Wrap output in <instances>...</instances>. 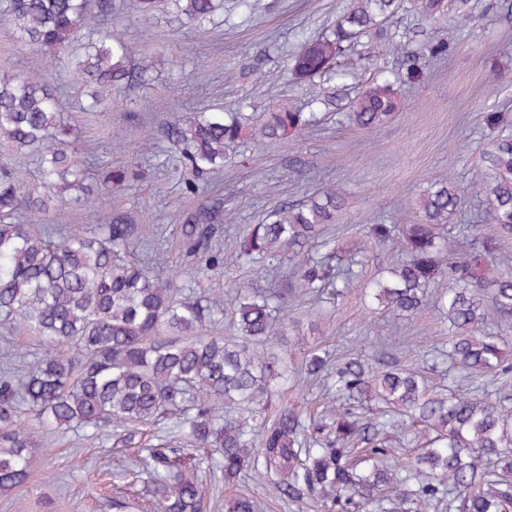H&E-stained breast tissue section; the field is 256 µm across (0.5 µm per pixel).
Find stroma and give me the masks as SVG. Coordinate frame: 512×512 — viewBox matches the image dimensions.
Wrapping results in <instances>:
<instances>
[{
    "mask_svg": "<svg viewBox=\"0 0 512 512\" xmlns=\"http://www.w3.org/2000/svg\"><path fill=\"white\" fill-rule=\"evenodd\" d=\"M406 0L382 32L341 60L349 71L343 81L325 83L340 111L372 78L376 68L399 70L404 54L420 53L427 42L453 34L446 63L415 84L401 85L397 116L365 130L328 118L304 136L273 146L255 147L233 159L218 177L205 176L195 196L183 192L186 172L179 151L165 141L164 122L211 107L227 112L269 110L280 104L305 112L316 86L295 81L289 68L302 39L329 32L350 0H224L219 22L201 31L163 13L138 17L133 0H113L112 29L123 33L136 56L150 57L145 84L121 91L103 89L104 109H85L84 90L72 70L46 63L44 56L17 44L0 27V68L9 72L39 69L56 91L60 112L70 125L89 179L118 166H135L137 178L101 199L94 212L69 206L53 212L50 224H106L113 210L130 215L142 228L134 246L138 258L156 250L181 267L188 261L177 242L175 214L217 202L231 219L224 237H240L262 223L270 206L299 203L327 184L341 186L346 205L334 229L343 258L360 261L361 275L335 304L296 297L283 348L301 360L313 346L342 356L364 350L377 361L372 341L379 325L395 329L410 363L448 341V324L431 308L411 319L368 311L362 288L400 258L401 240L383 245L368 235L372 224H409L415 205L432 179L443 177L464 189L461 212L474 216L479 200L470 178L480 168L492 134L482 120L487 112L512 117V12L505 0H470V16L430 17ZM403 36L393 52L392 34ZM133 448L108 446L63 430L49 446L36 449L28 480L6 495L0 512H116L113 472L136 456Z\"/></svg>",
    "mask_w": 512,
    "mask_h": 512,
    "instance_id": "stroma-1",
    "label": "stroma"
}]
</instances>
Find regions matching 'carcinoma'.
I'll return each instance as SVG.
<instances>
[{
    "instance_id": "1",
    "label": "carcinoma",
    "mask_w": 512,
    "mask_h": 512,
    "mask_svg": "<svg viewBox=\"0 0 512 512\" xmlns=\"http://www.w3.org/2000/svg\"><path fill=\"white\" fill-rule=\"evenodd\" d=\"M404 0H351L330 35L304 40L292 73L312 81L336 72L337 60L383 25ZM455 7L468 15L469 0H420L435 16ZM217 0H135L136 13L173 11L198 28L214 22ZM112 14V0H6L0 24L26 47L47 50L74 65L84 87L119 88L146 82L151 65L132 63V48L110 31H83L90 12ZM450 39L426 48L428 63L448 54ZM398 112L395 82L379 74L338 112L373 129ZM498 130L483 155L487 172L475 187L489 205L486 224L458 228L460 187L435 180L418 200L414 224H372L378 242L399 238L406 257L369 284L379 311L414 317L434 307L448 321V347L433 362L448 367L452 387L431 394L420 369L389 359L373 370L360 352L331 363L328 352L304 353V376L327 382V403L305 415L279 402L288 378L282 340L291 298L338 295L358 277L360 262L337 257L324 236L345 206L335 186L306 202L279 203L239 243L213 245L222 230L219 211L204 204L178 212L179 245L193 258L183 284L163 278L159 251L146 261L129 256L136 228L116 214L110 224L50 229L34 224L59 206L80 207L136 177L130 168L108 169L87 182L72 129L59 102L36 72L0 76V141L38 162L37 181L0 167V317L12 320L48 347L21 373L0 371V493L28 477L33 450L54 429L141 445L142 427L172 423L192 446L208 449L224 483L246 476L270 479L281 500L312 498L324 512H512V395L496 388L491 400L476 394V377L512 375V257L500 244L512 239V120L486 112ZM315 112L280 107L255 123L240 112L196 111L167 124L164 138L180 150L191 177L183 191L195 195L196 179L220 172L227 150L251 130L256 142L276 143L309 132ZM259 260L274 273L289 264L291 287L234 294V336L203 330L224 322V294L203 291L200 280L228 263ZM442 280L448 287L433 294ZM494 315L499 332L483 330ZM374 402L370 413L357 403ZM408 436L420 449L402 463L397 445ZM140 460L151 475L153 512H203L204 491L181 457L187 449L162 435ZM226 512H261L254 497L225 501Z\"/></svg>"
}]
</instances>
